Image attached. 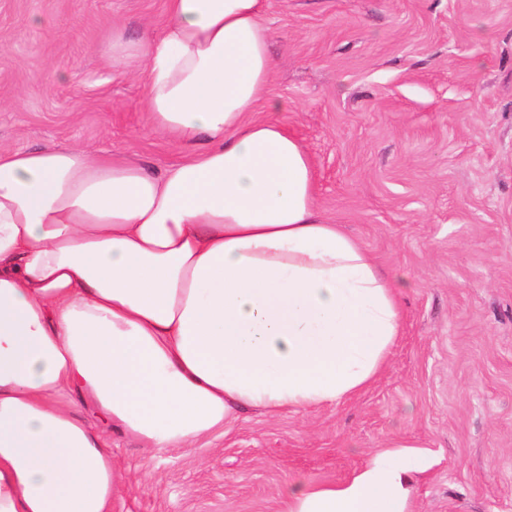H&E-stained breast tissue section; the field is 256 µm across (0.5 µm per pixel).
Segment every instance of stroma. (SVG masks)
Here are the masks:
<instances>
[{"instance_id": "obj_1", "label": "stroma", "mask_w": 512, "mask_h": 512, "mask_svg": "<svg viewBox=\"0 0 512 512\" xmlns=\"http://www.w3.org/2000/svg\"><path fill=\"white\" fill-rule=\"evenodd\" d=\"M166 0H0V150L72 146L159 174L188 147L144 117L113 31ZM270 94L315 168L322 217L399 282L401 332L337 404L237 411L154 457L111 426L112 512H282L290 483L346 481L392 443L429 460L411 512H512V0H266Z\"/></svg>"}]
</instances>
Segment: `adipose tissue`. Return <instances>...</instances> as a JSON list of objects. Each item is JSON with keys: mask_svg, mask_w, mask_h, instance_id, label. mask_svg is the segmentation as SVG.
Segmentation results:
<instances>
[{"mask_svg": "<svg viewBox=\"0 0 512 512\" xmlns=\"http://www.w3.org/2000/svg\"><path fill=\"white\" fill-rule=\"evenodd\" d=\"M264 9L166 0L159 36L105 48L114 70L143 65L149 125L191 148L163 174L0 151V512H112L100 425L191 448L237 408L333 405L382 370L399 285L322 219L310 154L269 117ZM424 468L395 443L342 483L289 485L284 512H409Z\"/></svg>", "mask_w": 512, "mask_h": 512, "instance_id": "1", "label": "adipose tissue"}]
</instances>
